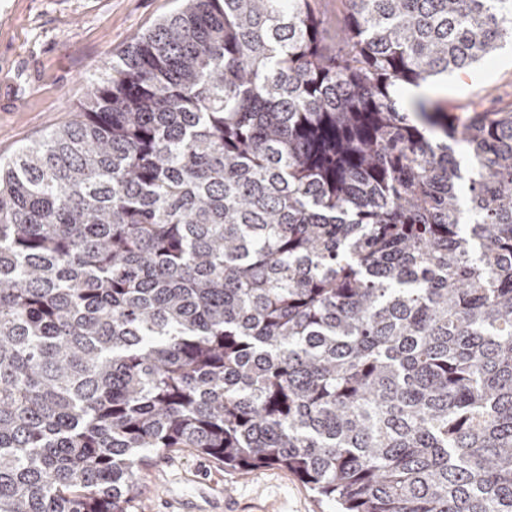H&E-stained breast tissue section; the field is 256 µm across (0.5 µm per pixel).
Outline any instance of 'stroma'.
Wrapping results in <instances>:
<instances>
[{"label": "stroma", "mask_w": 512, "mask_h": 512, "mask_svg": "<svg viewBox=\"0 0 512 512\" xmlns=\"http://www.w3.org/2000/svg\"><path fill=\"white\" fill-rule=\"evenodd\" d=\"M184 0H0V159L67 124L128 43ZM432 95L453 113L512 103V43ZM140 512H335L277 466L235 470L191 448L138 475Z\"/></svg>", "instance_id": "obj_1"}]
</instances>
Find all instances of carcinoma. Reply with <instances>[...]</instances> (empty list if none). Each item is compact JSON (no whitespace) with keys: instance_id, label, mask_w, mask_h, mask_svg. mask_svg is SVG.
<instances>
[{"instance_id":"1","label":"carcinoma","mask_w":512,"mask_h":512,"mask_svg":"<svg viewBox=\"0 0 512 512\" xmlns=\"http://www.w3.org/2000/svg\"><path fill=\"white\" fill-rule=\"evenodd\" d=\"M185 0L0 160V512H136L148 456L336 512H512V105L398 93L512 0Z\"/></svg>"}]
</instances>
